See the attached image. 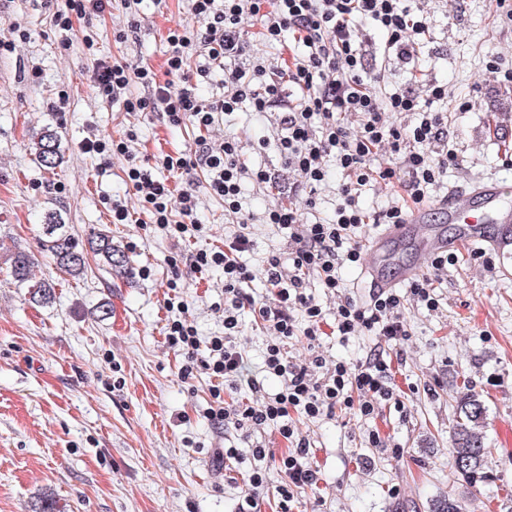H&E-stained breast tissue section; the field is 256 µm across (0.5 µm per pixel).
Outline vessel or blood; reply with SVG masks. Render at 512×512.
Segmentation results:
<instances>
[{
  "mask_svg": "<svg viewBox=\"0 0 512 512\" xmlns=\"http://www.w3.org/2000/svg\"><path fill=\"white\" fill-rule=\"evenodd\" d=\"M442 225H430L427 236L419 246L422 251L436 254L456 250L466 245L491 247L506 260H512V180L501 178L484 181L466 189L452 191L447 202L441 203ZM426 210H414L406 223L388 226L374 240L373 247L381 256H389L405 245L409 225L425 222ZM456 227L455 239H448L442 230L443 224ZM494 225V234H487L486 225ZM421 271L420 266L400 267L397 280L391 281L380 276L377 268H369L365 278L374 291H386L394 288L396 282L407 281Z\"/></svg>",
  "mask_w": 512,
  "mask_h": 512,
  "instance_id": "b4317fda",
  "label": "vessel or blood"
}]
</instances>
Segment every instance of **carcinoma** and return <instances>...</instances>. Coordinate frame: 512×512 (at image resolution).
Instances as JSON below:
<instances>
[{
	"label": "carcinoma",
	"instance_id": "carcinoma-1",
	"mask_svg": "<svg viewBox=\"0 0 512 512\" xmlns=\"http://www.w3.org/2000/svg\"><path fill=\"white\" fill-rule=\"evenodd\" d=\"M36 158L46 170L53 171L60 165V143L51 131L43 132L36 143ZM40 231L45 237V247L56 268L71 277H81L87 272L90 255L112 271L120 273L126 270L128 261L125 252L119 244L113 242L112 235L107 231L93 232L85 251L77 249L66 225L54 215L45 217ZM11 275L16 281L27 284L30 299L33 301L46 303L53 299L54 288L51 283L33 280L28 255L21 252L13 254ZM486 412L487 408L481 396L475 392L467 393L457 403L456 419L451 427L450 455L453 468L472 480L482 478L488 459L493 453L484 431Z\"/></svg>",
	"mask_w": 512,
	"mask_h": 512
}]
</instances>
